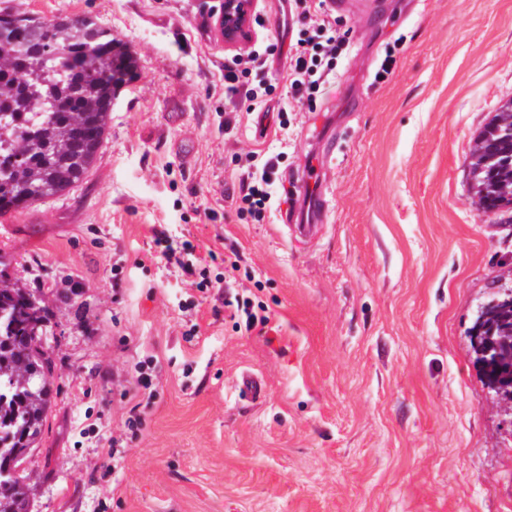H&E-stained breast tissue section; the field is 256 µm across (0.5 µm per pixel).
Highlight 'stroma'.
<instances>
[{"instance_id": "stroma-1", "label": "stroma", "mask_w": 512, "mask_h": 512, "mask_svg": "<svg viewBox=\"0 0 512 512\" xmlns=\"http://www.w3.org/2000/svg\"><path fill=\"white\" fill-rule=\"evenodd\" d=\"M348 2L335 80L283 129L281 94L261 114L225 100L224 59L286 39L284 0H254L263 24L233 47L202 0H0L93 19L138 61L83 182L0 217L5 274L43 298L62 347L34 512H512V416L467 337L512 284V228L480 215L469 173L512 99V0H374L368 17ZM252 149L286 152L284 175L331 155L320 237L238 216L235 156ZM160 231L201 257L235 249L234 287L263 281L268 324L235 331L223 289L175 276ZM149 357L152 399L133 380ZM246 372L263 400L237 401Z\"/></svg>"}]
</instances>
